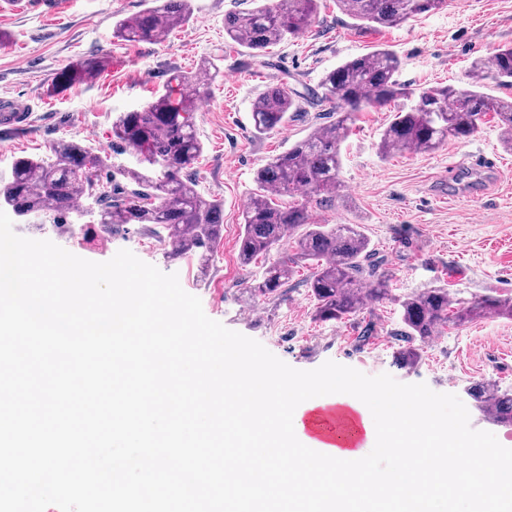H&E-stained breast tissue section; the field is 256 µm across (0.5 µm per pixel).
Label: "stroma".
I'll return each mask as SVG.
<instances>
[{"mask_svg":"<svg viewBox=\"0 0 512 512\" xmlns=\"http://www.w3.org/2000/svg\"><path fill=\"white\" fill-rule=\"evenodd\" d=\"M57 13L40 0L28 10L0 13V94L30 103V128L11 142L0 141V174L15 157L49 154L62 139L89 144L111 157L112 120L120 112L152 101L178 72H195L202 60L215 61L222 75L199 100L194 122L204 143L195 171L198 189L224 205L223 237L209 262L198 256L169 259L164 246L141 224L104 231L93 238L61 236L51 225H15L16 234L48 239L90 261L105 262L127 249L142 261L179 277L182 288L202 301L205 314L227 328L259 341L299 370L326 361L366 375L390 374L402 383H424L438 393L462 394L469 382L491 379L512 388V321L489 318L446 330L423 349L414 368L402 366L399 307L383 300L355 320L320 322L304 282L311 273L299 262L278 295L251 298L246 285L260 276L262 262L241 267L237 241L244 204L255 190L253 174L264 161L303 138L325 113L305 106L289 113L280 129L254 135L251 105L268 85L300 90L316 87L321 75L341 62L388 45L399 57L400 81L467 86L475 58L491 57L512 44V0H447L435 13L409 18L378 31L357 27L334 0H323L316 21L298 38L272 46L258 58L224 36L226 13L251 7V0H192L188 25L174 28L159 44L129 43L115 37L119 20L153 7L156 0H66ZM104 60L91 81L60 86V74L77 63ZM391 106L356 113L342 149L339 179L344 197L318 211L328 224H358L375 253L377 274L387 276L393 294L423 288L450 289L463 298L512 293V152L503 149L499 127L485 117L478 132L451 140L431 153H396L379 158L380 135ZM482 153L495 166L470 176V184L441 196L438 183L470 154ZM368 342L357 336L365 325Z\"/></svg>","mask_w":512,"mask_h":512,"instance_id":"35a3bbf8","label":"stroma"}]
</instances>
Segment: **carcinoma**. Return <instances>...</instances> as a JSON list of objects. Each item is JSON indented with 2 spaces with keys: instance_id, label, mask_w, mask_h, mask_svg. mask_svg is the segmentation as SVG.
Wrapping results in <instances>:
<instances>
[{
  "instance_id": "cac0c4a2",
  "label": "carcinoma",
  "mask_w": 512,
  "mask_h": 512,
  "mask_svg": "<svg viewBox=\"0 0 512 512\" xmlns=\"http://www.w3.org/2000/svg\"><path fill=\"white\" fill-rule=\"evenodd\" d=\"M255 6L224 16V36L258 57L285 39L299 37L316 19L319 0H254ZM446 0H336V6L367 29L400 25L410 17L441 9ZM192 18L190 0H162L135 17L116 23L115 34L129 43H161ZM103 67L92 58L65 71L61 83L90 80ZM400 60L379 47L346 60L326 72L318 88L303 93L273 84L251 109L254 134L266 135L288 121L306 101L327 107L330 122L313 128L254 173V192L242 212L238 261L243 267L285 243V254L263 268L250 285L254 295L272 296L292 277L296 260H310L306 280L320 322H341L359 315L369 303L389 299L400 308L402 362L415 366L422 347L449 328L485 318L512 319V295L461 298L446 288H424L394 296L388 280L376 274L370 242L358 224H321L314 210L341 198V146L353 115L366 107L396 104L382 132L378 153L386 158L411 151L429 153L449 139L462 140L479 128L482 117L497 120L501 142L512 151V100L484 91L493 79L512 86V45L471 65L466 89L452 85L413 88L397 79ZM220 67L205 62L190 77H178L140 109L120 112L112 120V148L132 162L118 174L108 159L80 140H61L45 157H17L0 175V208L27 212L38 224L74 231L79 214L106 226L143 224L162 234L166 257L197 254L204 262L221 240L223 204L197 190L193 169L203 143L193 120L194 102L179 85L189 84L201 97L220 77ZM469 397L496 425L512 426V390L491 380L468 385Z\"/></svg>"
}]
</instances>
